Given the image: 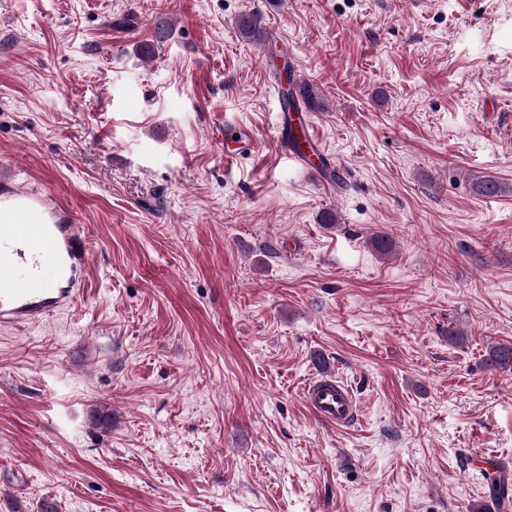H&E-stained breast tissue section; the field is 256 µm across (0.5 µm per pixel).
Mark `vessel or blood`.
I'll return each mask as SVG.
<instances>
[{
  "mask_svg": "<svg viewBox=\"0 0 512 512\" xmlns=\"http://www.w3.org/2000/svg\"><path fill=\"white\" fill-rule=\"evenodd\" d=\"M294 114L285 112L278 125L283 151L309 174L320 175L314 156L319 142L294 146L289 129ZM89 247L74 213L52 197L0 187V327L32 325L66 311L84 291L89 272ZM26 270V284L15 287L17 266ZM309 410L321 422L343 429L357 418V398L335 376L312 377L301 392Z\"/></svg>",
  "mask_w": 512,
  "mask_h": 512,
  "instance_id": "vessel-or-blood-1",
  "label": "vessel or blood"
}]
</instances>
